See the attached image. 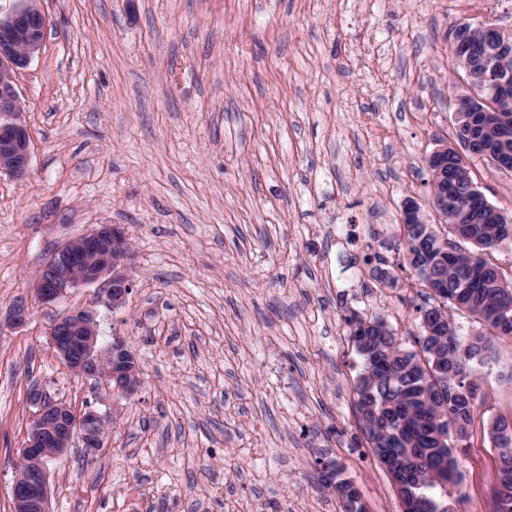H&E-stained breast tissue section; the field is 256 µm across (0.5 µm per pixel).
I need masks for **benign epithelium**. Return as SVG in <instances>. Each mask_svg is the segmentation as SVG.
Here are the masks:
<instances>
[{
    "label": "benign epithelium",
    "instance_id": "7a95c632",
    "mask_svg": "<svg viewBox=\"0 0 512 512\" xmlns=\"http://www.w3.org/2000/svg\"><path fill=\"white\" fill-rule=\"evenodd\" d=\"M49 20L37 0H21L10 15L0 16V172L24 177L31 165L30 136L20 118L22 107L14 86L15 73L26 67L42 49ZM479 49L469 45L472 35L468 23L453 26L454 56L465 72L470 94L454 102L455 128L467 121L474 111L470 103H485L487 115L500 129L502 151L496 166L512 171V149L508 148L509 113L512 112V30L492 21H484ZM448 147L435 149L427 158L432 210L448 218L444 210L455 199L456 184L448 181ZM472 209H490L489 220L505 225L512 232V218L490 204L476 185H471ZM406 224H426L418 203L410 201L403 212ZM132 251L124 228L100 224L91 231L71 237L53 248L42 265L34 294L42 305L51 306L69 291L99 281L107 285L108 303L122 307L134 287ZM54 354L79 377L103 381L106 388L121 397L133 395L140 384L136 356L122 338L115 336L107 347L99 344V329L90 311L60 315L49 332ZM36 411L19 451L11 487L13 512H52L50 509L49 462L65 453L78 438L88 452H97L116 413L101 411L91 405L78 411L71 405L43 397L35 400Z\"/></svg>",
    "mask_w": 512,
    "mask_h": 512
}]
</instances>
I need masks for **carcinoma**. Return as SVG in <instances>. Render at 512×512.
<instances>
[{"mask_svg":"<svg viewBox=\"0 0 512 512\" xmlns=\"http://www.w3.org/2000/svg\"><path fill=\"white\" fill-rule=\"evenodd\" d=\"M456 206L448 209L444 237L426 245L419 242L425 225L405 224L396 250H404L397 267L409 272L408 287L417 289L418 319H446V336H430L420 329L406 346L393 328L378 316L355 314L347 318L349 333L364 363L355 391L357 420L367 435L373 455L392 462L402 492L417 501L414 512H454L462 498V456L473 436L474 412L482 399L475 382L477 368L500 358L499 343L512 338V281L493 265L488 251L504 238L498 224L454 223ZM476 236L474 250H465L460 230ZM445 276L442 294L428 288V273ZM464 311L482 331L463 338L452 311ZM509 421L490 422L489 434L498 449L495 512H512V434L501 430ZM319 489L340 493L338 512H366L358 488L334 468L318 475Z\"/></svg>","mask_w":512,"mask_h":512,"instance_id":"obj_1","label":"carcinoma"}]
</instances>
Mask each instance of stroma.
I'll use <instances>...</instances> for the list:
<instances>
[{
	"mask_svg": "<svg viewBox=\"0 0 512 512\" xmlns=\"http://www.w3.org/2000/svg\"><path fill=\"white\" fill-rule=\"evenodd\" d=\"M51 24L15 76L31 136L25 178L0 173V512L33 392L81 408L101 385L48 345L55 310L34 301L48 251L122 225L135 287L103 283L69 309L126 340L140 386L100 451L49 464L52 512H336L317 460L368 512L399 500L356 417L362 360L346 316L419 332L395 268L403 208L428 205L426 157L453 142L467 94L448 50L459 21L512 29V0H41ZM512 217V172L470 160ZM28 304L27 326L5 322ZM481 370L484 401L459 512H495L488 424L512 416V339Z\"/></svg>",
	"mask_w": 512,
	"mask_h": 512,
	"instance_id": "1",
	"label": "stroma"
}]
</instances>
